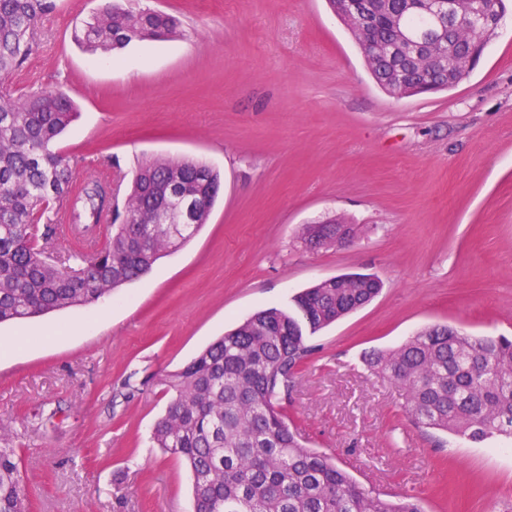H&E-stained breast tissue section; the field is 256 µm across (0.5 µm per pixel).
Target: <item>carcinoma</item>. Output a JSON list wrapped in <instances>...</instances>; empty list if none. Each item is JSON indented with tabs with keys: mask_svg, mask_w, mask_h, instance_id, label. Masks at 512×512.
<instances>
[{
	"mask_svg": "<svg viewBox=\"0 0 512 512\" xmlns=\"http://www.w3.org/2000/svg\"><path fill=\"white\" fill-rule=\"evenodd\" d=\"M427 0H389L390 15L415 35L425 31ZM330 9L354 36L376 83L392 92L394 79L413 82L419 60L409 49L392 59L372 56L365 42L401 43L380 18L359 30L338 0ZM56 0H0V323L52 311L91 307L177 251L209 218L222 187L219 171L189 157H153L138 164L123 210L134 224H114L103 246L82 234L75 247L54 251L61 226L97 227L105 219L97 182L77 180L73 160L57 148L78 116L56 88L16 97L7 80L33 54ZM179 36L178 20L106 0L73 38L96 54L133 42ZM481 30L455 22L448 31V72L435 89H449L468 73L464 46ZM201 196L193 224L155 227L173 177ZM304 235L315 247L336 243V232ZM365 274L322 280L293 299L291 309L269 307L224 333L181 369L160 379L172 399L152 430L155 447L183 459L191 473L195 512H425L414 497L390 500L360 487L329 457L304 446L288 424L286 402L316 347L311 338L378 295ZM361 363L398 386L415 423L470 443L512 437V338L472 336L433 326L390 349H371ZM29 489L16 449L0 448V512H29Z\"/></svg>",
	"mask_w": 512,
	"mask_h": 512,
	"instance_id": "carcinoma-1",
	"label": "carcinoma"
}]
</instances>
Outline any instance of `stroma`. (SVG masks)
<instances>
[{"label": "stroma", "mask_w": 512, "mask_h": 512, "mask_svg": "<svg viewBox=\"0 0 512 512\" xmlns=\"http://www.w3.org/2000/svg\"><path fill=\"white\" fill-rule=\"evenodd\" d=\"M15 95L59 87L80 116L59 146L78 179L121 186L138 160L189 156L224 186L200 231L91 308L0 325L1 445L16 449L31 512H192L185 462L152 447L170 398L158 379L238 321L346 273L382 283L317 333L287 405L307 447L360 485L426 512H503L512 442L452 446L417 427L372 348L449 325L512 336V10L469 76L395 97L373 81L326 0H139L181 36L91 54L73 39L100 0H56ZM355 225L308 246L305 225ZM56 411L53 423L38 420Z\"/></svg>", "instance_id": "obj_1"}]
</instances>
